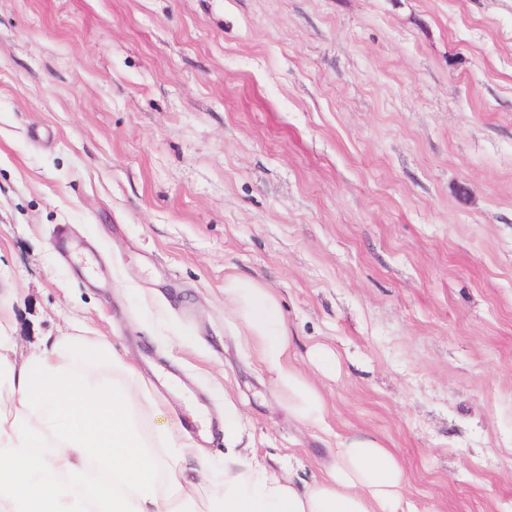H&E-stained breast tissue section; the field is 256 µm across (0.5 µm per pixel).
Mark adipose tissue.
Listing matches in <instances>:
<instances>
[{
  "label": "adipose tissue",
  "instance_id": "adipose-tissue-1",
  "mask_svg": "<svg viewBox=\"0 0 512 512\" xmlns=\"http://www.w3.org/2000/svg\"><path fill=\"white\" fill-rule=\"evenodd\" d=\"M224 303L239 316L246 343L302 421L325 425L323 400L288 361L276 297L249 278L227 277ZM137 370L92 336L67 334L25 359L14 356L0 322V512H404L405 479L375 441L336 451L313 483L297 484L287 465L228 454L224 479L194 481L198 448L178 427L149 439L135 416L161 415Z\"/></svg>",
  "mask_w": 512,
  "mask_h": 512
}]
</instances>
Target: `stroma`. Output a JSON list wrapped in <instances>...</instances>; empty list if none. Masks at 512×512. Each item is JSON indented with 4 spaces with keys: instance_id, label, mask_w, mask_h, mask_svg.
Listing matches in <instances>:
<instances>
[{
    "instance_id": "1",
    "label": "stroma",
    "mask_w": 512,
    "mask_h": 512,
    "mask_svg": "<svg viewBox=\"0 0 512 512\" xmlns=\"http://www.w3.org/2000/svg\"><path fill=\"white\" fill-rule=\"evenodd\" d=\"M229 274L279 301L325 428ZM0 306L16 358L88 331L165 422L160 373L232 400L298 483L367 438L415 512H512V0H0ZM225 305L242 320L240 336L272 373L276 391L288 396V409L323 428L325 408L319 392L288 361L287 329L276 297L252 279L230 276L224 280Z\"/></svg>"
}]
</instances>
